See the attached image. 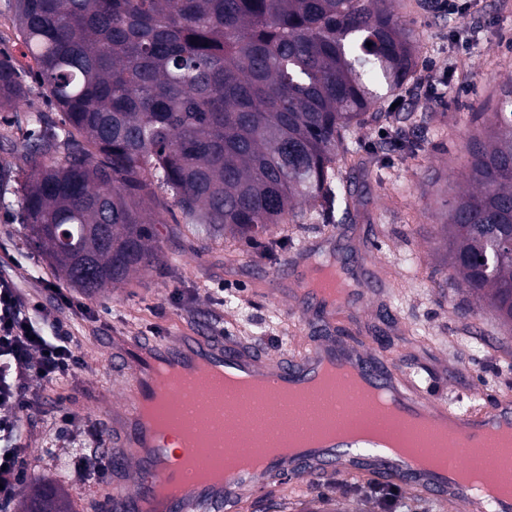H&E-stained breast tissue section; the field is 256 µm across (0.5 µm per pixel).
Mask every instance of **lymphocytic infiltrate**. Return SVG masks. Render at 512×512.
<instances>
[{
  "instance_id": "lymphocytic-infiltrate-1",
  "label": "lymphocytic infiltrate",
  "mask_w": 512,
  "mask_h": 512,
  "mask_svg": "<svg viewBox=\"0 0 512 512\" xmlns=\"http://www.w3.org/2000/svg\"><path fill=\"white\" fill-rule=\"evenodd\" d=\"M43 306L25 300L0 276V438L15 437L36 404V387L74 378L82 366L68 324H45ZM23 446L0 448V505L12 503L29 480Z\"/></svg>"
}]
</instances>
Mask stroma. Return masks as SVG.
<instances>
[{
	"mask_svg": "<svg viewBox=\"0 0 512 512\" xmlns=\"http://www.w3.org/2000/svg\"><path fill=\"white\" fill-rule=\"evenodd\" d=\"M459 13H435L432 0H397L396 12L419 39L418 68L439 85L434 92L413 80L398 106L382 103L384 116L357 130L353 146L360 166L342 164L338 177L351 194L325 224L272 227L276 252L265 244L198 239L167 217L158 225V263L127 283L75 301L97 311L74 318L72 332L83 358L75 379L38 389V408L20 433L25 467L44 483L59 484L51 449H72L84 429L114 434L123 410L125 373L100 368L113 333L163 336L171 329L210 327L276 358L298 351L315 336L346 337L361 349L392 360L420 380L431 401L466 413L512 397V328L468 289L447 284L451 273L443 224L447 200L466 190L460 174L467 142L494 111L497 91L512 75V0H460ZM418 132L422 150L413 157L386 154L390 138ZM15 197L0 207V274L45 305L46 321L57 311L50 287H62L48 260L25 237L11 212ZM334 258L349 274L360 299L324 315L299 316L288 292L290 279H276L286 261L309 248ZM76 419L60 430L59 407ZM346 472L265 492L257 512H384L374 501L346 492Z\"/></svg>",
	"mask_w": 512,
	"mask_h": 512,
	"instance_id": "stroma-1",
	"label": "stroma"
}]
</instances>
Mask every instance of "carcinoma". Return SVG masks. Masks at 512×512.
Returning <instances> with one entry per match:
<instances>
[{
	"mask_svg": "<svg viewBox=\"0 0 512 512\" xmlns=\"http://www.w3.org/2000/svg\"><path fill=\"white\" fill-rule=\"evenodd\" d=\"M6 12L27 67L0 55V112L17 131L0 193L88 296L153 266L172 207L203 240L252 243L304 219L302 203L333 213L341 146L418 67L393 0H7ZM465 180L445 225L450 263L512 326V80ZM21 512L73 510L35 477Z\"/></svg>",
	"mask_w": 512,
	"mask_h": 512,
	"instance_id": "carcinoma-1",
	"label": "carcinoma"
}]
</instances>
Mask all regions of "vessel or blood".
I'll return each instance as SVG.
<instances>
[{
  "label": "vessel or blood",
  "mask_w": 512,
  "mask_h": 512,
  "mask_svg": "<svg viewBox=\"0 0 512 512\" xmlns=\"http://www.w3.org/2000/svg\"><path fill=\"white\" fill-rule=\"evenodd\" d=\"M107 343L126 370L124 414L128 420L125 434L116 440L111 492L105 504L107 512H144L145 503L157 493L159 480H166L172 486H184L181 459L187 456V449L167 447L148 455L135 452L144 435L134 417L136 407L142 403L164 401L177 404L181 401L180 396L170 393L156 380L154 371L160 365L183 368L201 360L227 377L245 376L247 369L252 367L264 368L273 373L281 388L288 389L308 382L314 374L316 357L324 354L335 363L353 369L369 387L396 392L392 413L401 423H408L418 412L433 407L424 390L393 362L361 352L349 342L332 336L312 343L300 356L283 355L274 360L262 356L242 340L216 336L204 328L190 335L111 336ZM491 419L512 423V408L498 404L489 410L478 409L463 415L468 430L455 435L449 446L441 448V455L452 464L464 465L480 446L482 425ZM359 458V453L346 447L321 452L307 449L288 459L270 457L261 471L242 473L223 488L184 487L183 494L168 497L165 512H238L245 492L267 490L270 480L296 479L299 472L310 465L321 474L334 472L340 466H352ZM367 459L370 467L365 471L366 477L382 483L399 482L428 499L443 503L449 493L457 490L462 491L464 497L472 495L462 482L449 479L445 469L423 471L386 451L368 454Z\"/></svg>",
  "instance_id": "b4317fda"
}]
</instances>
